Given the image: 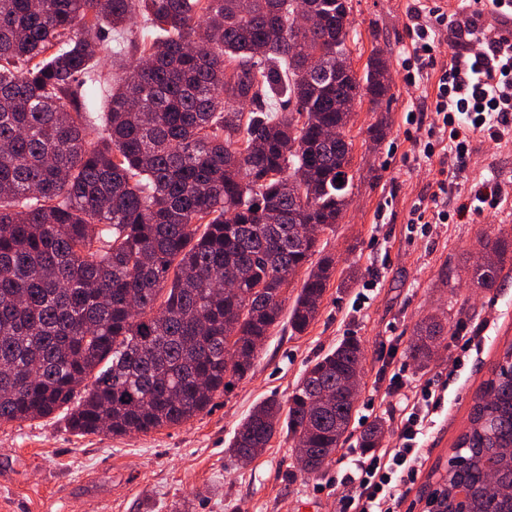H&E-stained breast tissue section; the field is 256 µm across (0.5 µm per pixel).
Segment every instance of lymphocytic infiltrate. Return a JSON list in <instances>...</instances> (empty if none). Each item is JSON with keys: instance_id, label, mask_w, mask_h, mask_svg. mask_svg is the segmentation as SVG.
I'll use <instances>...</instances> for the list:
<instances>
[{"instance_id": "obj_1", "label": "lymphocytic infiltrate", "mask_w": 512, "mask_h": 512, "mask_svg": "<svg viewBox=\"0 0 512 512\" xmlns=\"http://www.w3.org/2000/svg\"><path fill=\"white\" fill-rule=\"evenodd\" d=\"M450 29L465 39V48L446 62L437 59V35ZM407 35L410 56L406 79L435 76L430 103L447 137L427 135L418 146L433 158L448 145L458 170L469 164L471 133L480 132L499 142L512 134V38L479 33L476 22L461 23L440 10H411ZM445 401L438 384L421 385L416 399L404 410L398 426L399 446L356 459L337 485L345 489L338 512H398L405 490L416 482L426 454L424 438L432 417Z\"/></svg>"}]
</instances>
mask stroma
I'll return each instance as SVG.
<instances>
[{
	"label": "stroma",
	"instance_id": "1",
	"mask_svg": "<svg viewBox=\"0 0 512 512\" xmlns=\"http://www.w3.org/2000/svg\"><path fill=\"white\" fill-rule=\"evenodd\" d=\"M350 6L354 72L363 74L376 49L390 62L389 130L384 141H370L366 130L376 114L366 102L347 127L354 189L339 223L320 237L322 249L336 258V276L317 320L301 335L284 323L272 330L251 375L178 426L80 436L68 429L62 410L48 418L0 424V512H336V475L359 455L357 435L383 418L382 445L395 447L406 398L418 382L431 379L447 384L448 403L427 439L419 477L401 505V512H423L421 500L447 470L475 395L512 345V274L490 294L473 288L468 274L479 237H512V138L496 143L473 136L469 166L462 172L448 153L424 158L406 115L419 113L426 127L435 123L433 84L405 82L406 26L411 9H437L441 0H350ZM443 181L451 218L431 225L427 234L414 232L409 224L413 204L432 205ZM482 187L500 190L497 208L473 207L474 193ZM463 203L469 211L456 216ZM447 268L453 271L448 279L442 275ZM371 282L374 292L359 303L358 294ZM432 316L456 332L485 326L478 352L462 370L453 368L455 348L449 339L426 369L409 359L416 326ZM349 336L364 346L362 385L353 437L332 461L314 474L303 473L292 441L282 434L251 461L227 453L257 403L270 397L287 400L307 366Z\"/></svg>",
	"mask_w": 512,
	"mask_h": 512
}]
</instances>
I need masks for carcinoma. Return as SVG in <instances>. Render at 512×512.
I'll use <instances>...</instances> for the list:
<instances>
[{"label":"carcinoma","instance_id":"cac0c4a2","mask_svg":"<svg viewBox=\"0 0 512 512\" xmlns=\"http://www.w3.org/2000/svg\"><path fill=\"white\" fill-rule=\"evenodd\" d=\"M352 27L349 0H0V423L67 406L79 435L191 420L251 373L281 322V280L303 268L288 326L307 330L336 259L304 225L332 228L353 188L352 142L320 132L349 124L341 97L390 98L379 51L360 78L336 72ZM104 54L118 63L107 81ZM479 245L494 263L471 282L491 292L512 252ZM444 333L435 318L416 327L418 367ZM360 357L358 338L340 342L287 405L258 403L227 451L283 433L329 459L355 401L313 396ZM510 368L511 346L458 437L450 485L469 489L471 512H512L486 494L491 473L512 484ZM384 433L374 421L359 447Z\"/></svg>","mask_w":512,"mask_h":512}]
</instances>
